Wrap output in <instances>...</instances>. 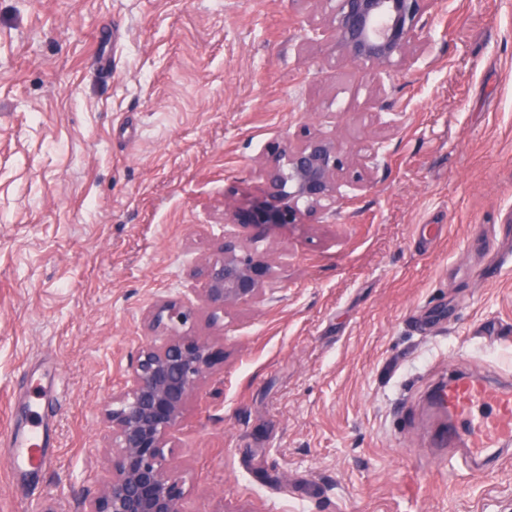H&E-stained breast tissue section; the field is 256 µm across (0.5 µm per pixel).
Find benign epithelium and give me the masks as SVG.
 <instances>
[{
  "mask_svg": "<svg viewBox=\"0 0 512 512\" xmlns=\"http://www.w3.org/2000/svg\"><path fill=\"white\" fill-rule=\"evenodd\" d=\"M323 2L333 4L326 25L334 49L382 74L400 65L413 67L417 48L426 44L423 33L437 0ZM358 157L359 151L317 134L267 147L259 169L260 198L225 218L246 238H224L217 253L193 270L194 292L210 317L264 299L273 262L257 243L273 227L335 215L344 179ZM197 311L173 301L148 311L149 327H162L170 336L160 345L142 344L130 358L123 387L112 393L102 413L107 466L97 492L81 501L78 512H181L184 479L166 462L164 448L190 398L224 364V344L217 339L176 331Z\"/></svg>",
  "mask_w": 512,
  "mask_h": 512,
  "instance_id": "1",
  "label": "benign epithelium"
}]
</instances>
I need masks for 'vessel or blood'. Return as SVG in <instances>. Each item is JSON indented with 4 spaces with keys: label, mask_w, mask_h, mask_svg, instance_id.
I'll return each mask as SVG.
<instances>
[{
    "label": "vessel or blood",
    "mask_w": 512,
    "mask_h": 512,
    "mask_svg": "<svg viewBox=\"0 0 512 512\" xmlns=\"http://www.w3.org/2000/svg\"><path fill=\"white\" fill-rule=\"evenodd\" d=\"M430 405L441 423L434 434L439 448H466L472 465L486 460L512 459V380L452 372L430 395ZM48 433L41 418L21 432L0 433V446L8 451L9 468L18 489H26L42 472L48 459L44 447Z\"/></svg>",
    "instance_id": "1"
}]
</instances>
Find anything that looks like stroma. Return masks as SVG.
<instances>
[{"label": "stroma", "instance_id": "1", "mask_svg": "<svg viewBox=\"0 0 512 512\" xmlns=\"http://www.w3.org/2000/svg\"><path fill=\"white\" fill-rule=\"evenodd\" d=\"M323 12L0 0V431L44 402L51 457L21 496L0 447V512L96 492L103 406L168 336L146 312L193 302L267 145L307 132L367 174L270 233L263 301L189 326L225 359L165 451L183 512H512L511 462L451 477L421 453L434 383L512 373V0H438L428 53L383 74L310 32Z\"/></svg>", "mask_w": 512, "mask_h": 512}]
</instances>
